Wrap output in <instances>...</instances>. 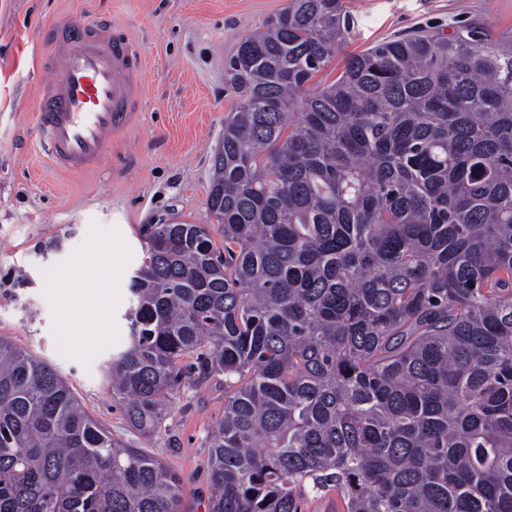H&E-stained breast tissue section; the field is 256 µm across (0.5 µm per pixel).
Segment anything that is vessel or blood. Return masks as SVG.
<instances>
[{
	"instance_id": "1",
	"label": "vessel or blood",
	"mask_w": 512,
	"mask_h": 512,
	"mask_svg": "<svg viewBox=\"0 0 512 512\" xmlns=\"http://www.w3.org/2000/svg\"><path fill=\"white\" fill-rule=\"evenodd\" d=\"M143 72L142 55L111 25L51 30L37 140L54 167L82 172L103 160L113 135L138 121Z\"/></svg>"
}]
</instances>
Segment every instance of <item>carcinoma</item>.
Listing matches in <instances>:
<instances>
[{
    "mask_svg": "<svg viewBox=\"0 0 512 512\" xmlns=\"http://www.w3.org/2000/svg\"><path fill=\"white\" fill-rule=\"evenodd\" d=\"M345 0L224 61L204 224H147L108 383L158 434L224 377L207 512H512V35L397 37L322 75ZM0 512H189L181 479L0 336Z\"/></svg>",
    "mask_w": 512,
    "mask_h": 512,
    "instance_id": "1",
    "label": "carcinoma"
}]
</instances>
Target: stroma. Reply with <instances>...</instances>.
Returning a JSON list of instances; mask_svg holds the SVG:
<instances>
[{
    "mask_svg": "<svg viewBox=\"0 0 512 512\" xmlns=\"http://www.w3.org/2000/svg\"><path fill=\"white\" fill-rule=\"evenodd\" d=\"M288 0H0V336L48 362L86 411L137 444L105 372L130 344V280L142 261L146 224L217 222L207 206L213 155L234 96L224 62L242 36ZM355 17L344 55L418 31L480 26L512 33V0H346ZM112 18L145 62L140 125L120 134L92 171L51 167L36 142L35 114L52 24ZM100 257L111 298L82 328L104 331L96 352L77 358L59 343L62 301L43 276L85 288L81 259ZM224 415V380L183 386L149 453L181 476L190 512H205L206 437Z\"/></svg>",
    "mask_w": 512,
    "mask_h": 512,
    "instance_id": "1",
    "label": "stroma"
}]
</instances>
